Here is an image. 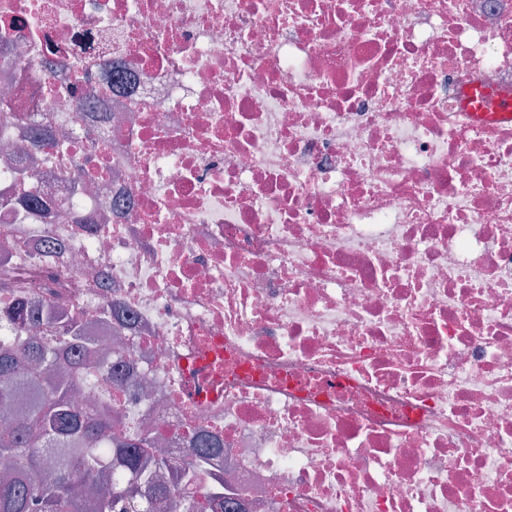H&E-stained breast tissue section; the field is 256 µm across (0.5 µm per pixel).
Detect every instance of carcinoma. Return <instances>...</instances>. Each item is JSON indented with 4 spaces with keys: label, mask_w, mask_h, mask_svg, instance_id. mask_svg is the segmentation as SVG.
Listing matches in <instances>:
<instances>
[{
    "label": "carcinoma",
    "mask_w": 512,
    "mask_h": 512,
    "mask_svg": "<svg viewBox=\"0 0 512 512\" xmlns=\"http://www.w3.org/2000/svg\"><path fill=\"white\" fill-rule=\"evenodd\" d=\"M28 214L49 220L51 210L26 193ZM21 332L0 342V512H170L177 507L169 483L189 487L197 472L171 468L156 452L142 465L150 441H120L103 448L112 433V409L91 398L86 384L98 350L72 319L55 326L49 307L24 298L0 312ZM55 329V342L22 332Z\"/></svg>",
    "instance_id": "1"
}]
</instances>
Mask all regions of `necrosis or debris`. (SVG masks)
Masks as SVG:
<instances>
[{"label":"necrosis or debris","mask_w":512,"mask_h":512,"mask_svg":"<svg viewBox=\"0 0 512 512\" xmlns=\"http://www.w3.org/2000/svg\"><path fill=\"white\" fill-rule=\"evenodd\" d=\"M512 0H0V272L224 512H512ZM98 176L87 182L84 172ZM120 303V318L98 309ZM464 107L476 120H498L512 122L511 96H491L482 94L477 96L473 88H466L461 92ZM489 104L491 109H487Z\"/></svg>","instance_id":"necrosis-or-debris-1"}]
</instances>
